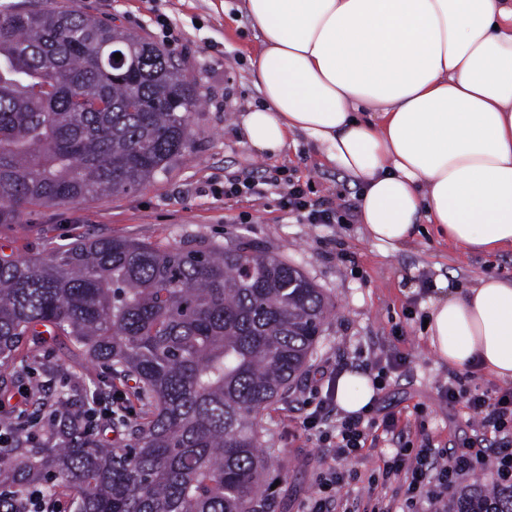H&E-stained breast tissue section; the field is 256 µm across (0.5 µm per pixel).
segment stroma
<instances>
[{
  "label": "stroma",
  "mask_w": 512,
  "mask_h": 512,
  "mask_svg": "<svg viewBox=\"0 0 512 512\" xmlns=\"http://www.w3.org/2000/svg\"><path fill=\"white\" fill-rule=\"evenodd\" d=\"M136 32L182 65L201 102L189 118L190 141L166 171L131 194L32 209L23 228L0 227V253L46 255L53 246L88 233L168 245L233 247L246 241L300 268L333 303L311 359L297 384L264 415L261 443L276 449L285 477L280 512H303L323 462L316 436L306 431L301 401L319 366L370 374L374 353L399 351L410 364L379 391L376 405L392 414L413 441L440 446L471 434L463 404L441 399L451 372L429 346L420 325L437 284L465 285L489 272L512 277V250L467 253L418 235L393 250L371 239L360 219L308 224L283 210L277 190L224 195L225 178L278 170L307 185L315 201L358 208L361 186L322 147L304 135L288 140L277 158L258 154L241 133L240 118L260 101L248 57L257 31L240 0H54Z\"/></svg>",
  "instance_id": "stroma-1"
}]
</instances>
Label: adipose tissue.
Wrapping results in <instances>:
<instances>
[{
  "label": "adipose tissue",
  "mask_w": 512,
  "mask_h": 512,
  "mask_svg": "<svg viewBox=\"0 0 512 512\" xmlns=\"http://www.w3.org/2000/svg\"><path fill=\"white\" fill-rule=\"evenodd\" d=\"M261 49L264 104L242 134L279 156L301 133L362 185L360 220L383 246L422 225L472 252L512 249V0H242ZM429 345L461 370L512 380V279L490 273L433 298ZM345 371L336 401L372 405Z\"/></svg>",
  "instance_id": "obj_1"
}]
</instances>
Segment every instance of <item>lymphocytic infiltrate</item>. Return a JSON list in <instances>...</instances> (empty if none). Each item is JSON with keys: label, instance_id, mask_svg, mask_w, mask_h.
Wrapping results in <instances>:
<instances>
[{"label": "lymphocytic infiltrate", "instance_id": "lymphocytic-infiltrate-1", "mask_svg": "<svg viewBox=\"0 0 512 512\" xmlns=\"http://www.w3.org/2000/svg\"><path fill=\"white\" fill-rule=\"evenodd\" d=\"M282 187L280 205L311 224H346L348 208L315 205L306 188L297 182L281 183L276 175L262 182L232 177L224 184V193H260L262 186ZM338 368L324 367L321 382L309 391L312 410L306 414L305 429L316 431L328 464L317 479V487L306 503L305 512H361L358 499L344 496L345 486L359 481L356 464L367 444L376 441L378 432H392L393 418L376 420L369 410L349 415L335 403ZM440 396L451 403H464L474 438L464 448H439L429 437L419 444L399 442L384 460L379 472L382 488L401 483L402 500L377 497L370 512H448V498L466 475L485 465H493L501 486L512 483V387L501 395L489 397L470 393L458 376H451L440 388Z\"/></svg>", "mask_w": 512, "mask_h": 512}]
</instances>
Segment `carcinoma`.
<instances>
[{
    "mask_svg": "<svg viewBox=\"0 0 512 512\" xmlns=\"http://www.w3.org/2000/svg\"><path fill=\"white\" fill-rule=\"evenodd\" d=\"M122 58L112 61V56ZM199 96L173 58L80 9L0 5V226L32 207L143 188L189 142ZM333 304L246 242L197 249L78 237L0 254V365L31 392L3 418L0 512H280L263 412L311 358ZM66 336L64 356H16ZM133 380L141 420L114 401ZM123 437L114 448L99 439ZM448 512H512V487L463 488Z\"/></svg>",
    "mask_w": 512,
    "mask_h": 512,
    "instance_id": "1",
    "label": "carcinoma"
}]
</instances>
